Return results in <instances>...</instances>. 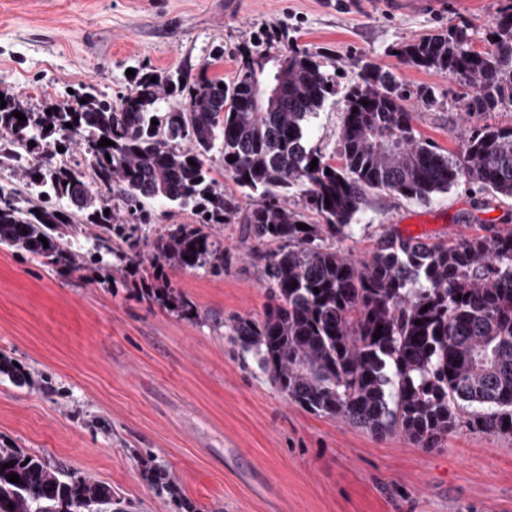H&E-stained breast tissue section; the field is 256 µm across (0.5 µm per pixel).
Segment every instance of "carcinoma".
Instances as JSON below:
<instances>
[{
    "mask_svg": "<svg viewBox=\"0 0 512 512\" xmlns=\"http://www.w3.org/2000/svg\"><path fill=\"white\" fill-rule=\"evenodd\" d=\"M273 37L263 31L241 47L237 75L222 88L204 66L195 76L146 70L116 101L84 90L49 105V113L3 94L0 159L14 158L18 148L28 153L21 173L36 200L21 206L15 189L0 185V245L71 275L100 264L96 257L121 242L136 266V225L152 221L147 203L189 208L197 223L168 224L150 243L153 272L143 298L194 319L196 306L164 267L223 273L224 249L210 226L238 219L257 244L251 258L272 304L260 318H232L234 342L253 353L289 401L379 435L399 433L422 448L462 426L512 436V227L484 224L482 233L454 242L403 239L388 229L363 260L331 246L349 236L372 190L428 203L463 182L512 198V127L474 125L458 152L444 153L416 130L403 105L411 97L406 84L368 62L346 95L341 163L332 164L307 147L303 127L336 95V77L326 72L324 54L298 46L273 52ZM488 41L489 50L473 49L469 26L450 20L399 46L397 57L467 87L459 107L470 120L512 105L511 2L498 10ZM103 137L113 145H98ZM81 143L92 158L87 176L46 158ZM217 146L224 171L245 196H263L261 204L243 207L224 196L206 167ZM294 191L300 209L288 204ZM79 236L89 248L76 245ZM273 243L277 249L263 248ZM1 374L35 387L0 357ZM466 404L488 410L464 419ZM146 471L184 512H197L165 471ZM0 512L124 510L111 486L0 444Z\"/></svg>",
    "mask_w": 512,
    "mask_h": 512,
    "instance_id": "cac0c4a2",
    "label": "carcinoma"
}]
</instances>
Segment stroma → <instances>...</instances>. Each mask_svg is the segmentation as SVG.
Here are the masks:
<instances>
[{
    "label": "stroma",
    "instance_id": "1",
    "mask_svg": "<svg viewBox=\"0 0 512 512\" xmlns=\"http://www.w3.org/2000/svg\"><path fill=\"white\" fill-rule=\"evenodd\" d=\"M444 13L389 17L348 0H0V92L31 111L87 89L117 99L130 70L234 79L240 46L259 30L327 55L337 93L306 124V144L340 160L345 94L362 62L390 68L412 89L415 127L444 151L470 129L452 75L403 66L395 48L464 21L475 48L507 0H447ZM511 224L512 200L480 198L461 184L427 204L371 192L355 235L337 249L362 259L394 228L427 242ZM224 272L170 268L197 307L188 320L147 302L115 256L109 277L69 276L0 246V354L42 382L0 375V443L110 485L125 512H181L143 472L154 460L202 512H512V437L466 428L440 447L379 438L306 412L274 388L230 336L232 317H262L270 302L240 224H221Z\"/></svg>",
    "mask_w": 512,
    "mask_h": 512
}]
</instances>
